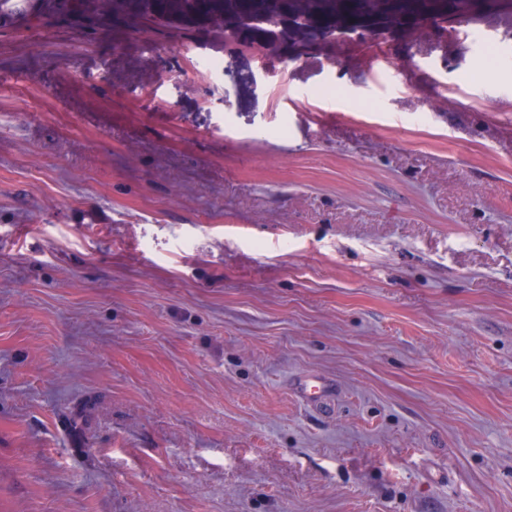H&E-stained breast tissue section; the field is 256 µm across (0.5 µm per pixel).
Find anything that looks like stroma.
<instances>
[{
	"mask_svg": "<svg viewBox=\"0 0 512 512\" xmlns=\"http://www.w3.org/2000/svg\"><path fill=\"white\" fill-rule=\"evenodd\" d=\"M0 512H512V15L0 27ZM424 16L426 15L416 16L414 20L406 26L396 29H385L383 26L367 22L362 18H352L344 23V31L348 34H352L354 38H358L360 40H363L364 37L371 33V31L375 32L379 36V40H382L381 37L395 32H400L412 37H417L419 35V37H426L424 36L426 34H421L433 31L435 26L429 25L426 20L422 19ZM294 389L305 401L319 406L325 412L329 411L335 387L328 379L318 375H304L295 380Z\"/></svg>",
	"mask_w": 512,
	"mask_h": 512,
	"instance_id": "obj_1",
	"label": "stroma"
}]
</instances>
